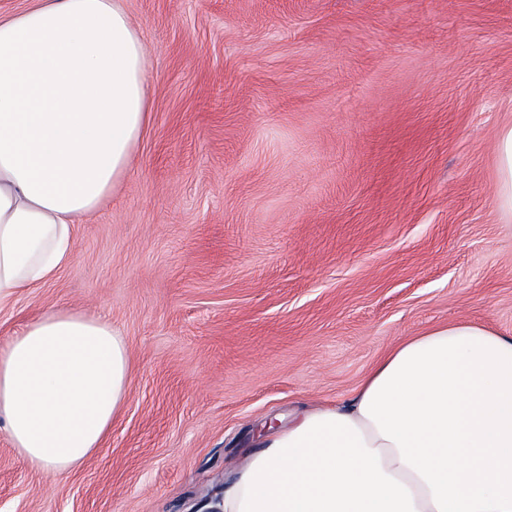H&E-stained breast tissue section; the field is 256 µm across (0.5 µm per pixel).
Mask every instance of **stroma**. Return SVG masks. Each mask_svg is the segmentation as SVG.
Listing matches in <instances>:
<instances>
[{"label":"stroma","instance_id":"stroma-1","mask_svg":"<svg viewBox=\"0 0 512 512\" xmlns=\"http://www.w3.org/2000/svg\"><path fill=\"white\" fill-rule=\"evenodd\" d=\"M148 129L51 282L0 308L109 320L131 383L81 468L0 430V512H200L269 424L350 397L403 339L512 336V0H124ZM498 206L512 213V125L504 127L497 138Z\"/></svg>","mask_w":512,"mask_h":512}]
</instances>
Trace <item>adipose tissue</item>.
Here are the masks:
<instances>
[{
	"mask_svg": "<svg viewBox=\"0 0 512 512\" xmlns=\"http://www.w3.org/2000/svg\"><path fill=\"white\" fill-rule=\"evenodd\" d=\"M149 123L142 32L121 0L0 18V304L73 259V226ZM111 322L50 308L0 347V421L55 477L102 448L130 387ZM220 512H512V336L458 321L409 337L350 399L268 434Z\"/></svg>",
	"mask_w": 512,
	"mask_h": 512,
	"instance_id": "1",
	"label": "adipose tissue"
}]
</instances>
